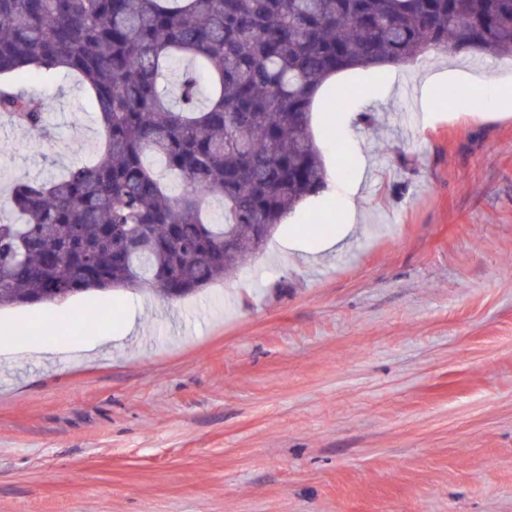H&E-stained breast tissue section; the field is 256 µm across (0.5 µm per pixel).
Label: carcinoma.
Masks as SVG:
<instances>
[{
  "instance_id": "cac0c4a2",
  "label": "carcinoma",
  "mask_w": 512,
  "mask_h": 512,
  "mask_svg": "<svg viewBox=\"0 0 512 512\" xmlns=\"http://www.w3.org/2000/svg\"><path fill=\"white\" fill-rule=\"evenodd\" d=\"M431 50L512 54V0H0V115L47 132L17 77L70 73L104 137L94 160L13 184L0 308L179 299L232 276L264 248L259 225L327 186L322 84Z\"/></svg>"
}]
</instances>
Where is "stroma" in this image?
Segmentation results:
<instances>
[{"label": "stroma", "mask_w": 512, "mask_h": 512, "mask_svg": "<svg viewBox=\"0 0 512 512\" xmlns=\"http://www.w3.org/2000/svg\"><path fill=\"white\" fill-rule=\"evenodd\" d=\"M443 68L512 59L341 72L336 136L318 96L328 181L361 184L353 230L325 191L199 293L0 309V337L26 333L0 346V512H512V112L473 90L450 111L439 87L421 109L403 83ZM39 91L48 134L0 118L1 190L100 147L72 76ZM318 220L335 249L303 232Z\"/></svg>", "instance_id": "35a3bbf8"}]
</instances>
